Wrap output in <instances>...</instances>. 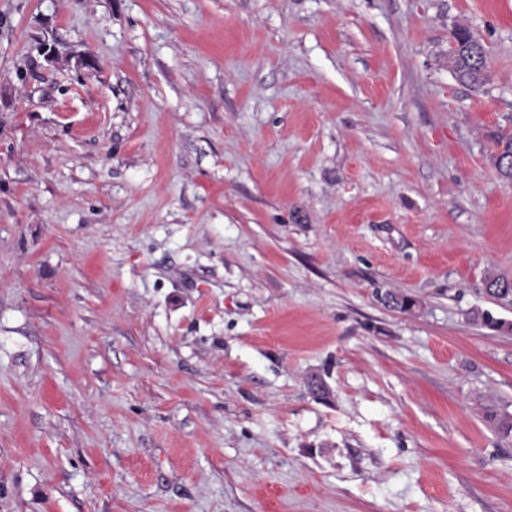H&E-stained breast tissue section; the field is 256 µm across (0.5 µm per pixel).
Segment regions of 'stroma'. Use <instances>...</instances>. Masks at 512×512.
<instances>
[{"label":"stroma","mask_w":512,"mask_h":512,"mask_svg":"<svg viewBox=\"0 0 512 512\" xmlns=\"http://www.w3.org/2000/svg\"><path fill=\"white\" fill-rule=\"evenodd\" d=\"M500 131L512 0H0V512H512ZM451 50L448 63L455 77L474 88L482 87L487 80L488 58L484 46L466 28L451 31ZM483 291L504 305H512V277L489 274L483 281Z\"/></svg>","instance_id":"stroma-1"}]
</instances>
